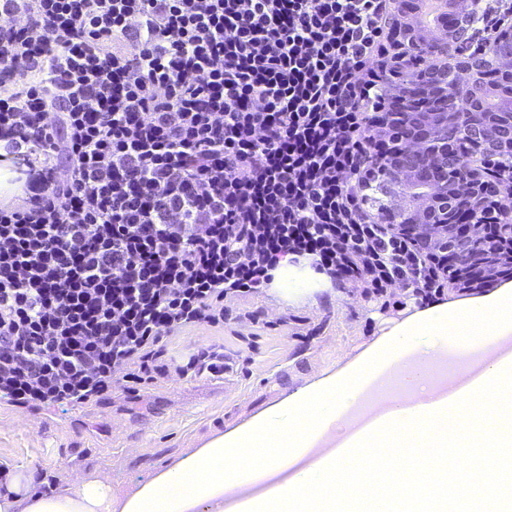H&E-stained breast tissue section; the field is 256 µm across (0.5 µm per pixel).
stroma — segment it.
<instances>
[{"label":"stroma","instance_id":"obj_1","mask_svg":"<svg viewBox=\"0 0 512 512\" xmlns=\"http://www.w3.org/2000/svg\"><path fill=\"white\" fill-rule=\"evenodd\" d=\"M261 310L287 325L258 329L246 320L223 330L197 326L173 338V351L223 341L234 368L223 379H162L137 394L114 388L92 415L57 405L19 414L0 403V468L24 465L56 487L107 478L121 492L151 477L183 449L229 431L278 401L285 390L354 359L399 318L403 295L375 299L333 288L291 302L275 294L234 302L237 313Z\"/></svg>","mask_w":512,"mask_h":512}]
</instances>
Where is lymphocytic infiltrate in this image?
Instances as JSON below:
<instances>
[{
  "label": "lymphocytic infiltrate",
  "instance_id": "lymphocytic-infiltrate-1",
  "mask_svg": "<svg viewBox=\"0 0 512 512\" xmlns=\"http://www.w3.org/2000/svg\"><path fill=\"white\" fill-rule=\"evenodd\" d=\"M396 0H0V398L81 406L223 376L225 300L282 263L381 296L448 285L372 215ZM471 34L512 26L487 0Z\"/></svg>",
  "mask_w": 512,
  "mask_h": 512
}]
</instances>
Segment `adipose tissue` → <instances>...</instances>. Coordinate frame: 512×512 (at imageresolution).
I'll use <instances>...</instances> for the list:
<instances>
[{
	"mask_svg": "<svg viewBox=\"0 0 512 512\" xmlns=\"http://www.w3.org/2000/svg\"><path fill=\"white\" fill-rule=\"evenodd\" d=\"M452 336L480 342L476 367L436 370ZM511 354V281L466 297L412 300L355 361L183 450L149 482L116 494L104 478L81 477L45 492L33 470L15 466L1 482L0 512H227L309 469L382 415L452 396Z\"/></svg>",
	"mask_w": 512,
	"mask_h": 512,
	"instance_id": "1",
	"label": "adipose tissue"
}]
</instances>
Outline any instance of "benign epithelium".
I'll return each mask as SVG.
<instances>
[{
  "label": "benign epithelium",
  "instance_id": "7a95c632",
  "mask_svg": "<svg viewBox=\"0 0 512 512\" xmlns=\"http://www.w3.org/2000/svg\"><path fill=\"white\" fill-rule=\"evenodd\" d=\"M448 2L458 21L442 40L427 44L416 36L411 23L402 20L397 25L400 38L397 75L409 72L416 49L428 45L429 57L443 54L448 60L456 61V70L466 74L468 111H460V86L448 82V69L432 67L430 95L423 101L427 111L413 113L406 123L404 143L387 169L395 182L411 188L432 189L430 195H417L412 208L400 211L402 227L422 234L429 249L439 254L447 253L448 237H454L457 248L470 256L473 266L481 268L486 278L494 279L496 266L483 254L469 250L472 240L484 237L483 226L459 223L460 214L472 213L484 205L482 175L474 167H463L458 156L448 151V138L462 131L485 153L512 148V89L501 94L493 108L487 106L481 90L489 68L512 78V39L492 40L486 56L457 57L458 47L465 39L463 16L472 11L474 3L473 0Z\"/></svg>",
  "mask_w": 512,
  "mask_h": 512
}]
</instances>
